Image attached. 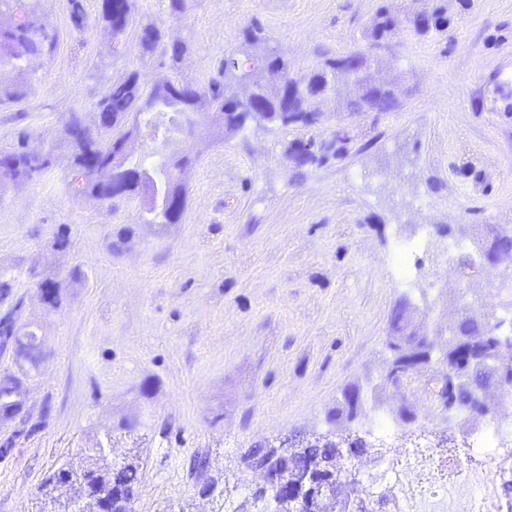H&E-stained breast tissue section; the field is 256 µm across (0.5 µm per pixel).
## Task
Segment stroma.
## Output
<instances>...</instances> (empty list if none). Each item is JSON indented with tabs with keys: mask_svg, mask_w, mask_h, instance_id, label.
Listing matches in <instances>:
<instances>
[{
	"mask_svg": "<svg viewBox=\"0 0 512 512\" xmlns=\"http://www.w3.org/2000/svg\"><path fill=\"white\" fill-rule=\"evenodd\" d=\"M424 2L186 0L173 19L166 0H135L117 54L98 0H84L80 28L70 0H38L58 42L35 61L26 97L0 104V146L23 139L57 165L49 180L0 190V276L21 302L20 331L42 338L35 365L0 346V375L27 388L23 413L0 421V512H37L46 477L87 465L95 447L112 460L137 449L133 512H224L260 481L241 454L280 437L369 424L403 438L424 424L466 433L432 405L429 370L411 387L384 385L385 338L404 298L437 344L456 318L449 297L473 286L500 301V269L469 276L459 261L477 259L486 225L512 224V0H445V32L389 38L385 76L409 92L389 114H331L316 135L347 129L345 156L298 168L288 154L298 132L252 125L220 139L201 111L167 140L132 146L146 167L195 154L182 223L146 224L141 198L102 206L66 186L64 122L76 112L95 125L113 78L207 82L255 21L298 75L324 55L368 51L378 6L406 20ZM147 23L190 40V54L142 55ZM46 279L61 283L60 304L43 301ZM352 384L361 414L330 420Z\"/></svg>",
	"mask_w": 512,
	"mask_h": 512,
	"instance_id": "1",
	"label": "stroma"
}]
</instances>
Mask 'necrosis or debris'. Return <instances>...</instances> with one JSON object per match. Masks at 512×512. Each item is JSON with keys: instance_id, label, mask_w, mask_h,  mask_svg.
<instances>
[{"instance_id": "necrosis-or-debris-1", "label": "necrosis or debris", "mask_w": 512, "mask_h": 512, "mask_svg": "<svg viewBox=\"0 0 512 512\" xmlns=\"http://www.w3.org/2000/svg\"><path fill=\"white\" fill-rule=\"evenodd\" d=\"M364 473L376 483L389 481L393 512H502L500 490L512 486V420L491 413L462 454L420 430L413 447L369 461Z\"/></svg>"}]
</instances>
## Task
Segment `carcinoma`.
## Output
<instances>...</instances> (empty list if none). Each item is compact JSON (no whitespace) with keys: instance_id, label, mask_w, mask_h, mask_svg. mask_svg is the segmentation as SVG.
<instances>
[{"instance_id":"carcinoma-1","label":"carcinoma","mask_w":512,"mask_h":512,"mask_svg":"<svg viewBox=\"0 0 512 512\" xmlns=\"http://www.w3.org/2000/svg\"><path fill=\"white\" fill-rule=\"evenodd\" d=\"M28 0H0V15L10 22L0 26V73L9 72L13 79L0 80V102L16 101L26 95L28 62L51 54L57 44V33L47 17ZM430 6L409 19L418 35L442 31L448 24L446 7L441 0H429ZM134 0H100L98 19L110 29L114 40L113 52L126 49L125 34L133 22ZM402 20L385 4L379 6L368 33L370 45L385 40L401 29ZM138 47L142 55L156 51L169 56L174 63L190 53L186 40L166 43L163 29L154 23L141 27ZM390 62L361 52L345 55H326L322 63L298 77L291 74L290 63L279 53L271 52L263 28L256 22L243 30L237 49L230 52L217 69V75L200 84L180 78L167 80L143 89L138 72H127L112 80L95 103L98 126L95 130L71 121L65 129L71 155L67 188L78 197L98 200L100 184L88 170V157L96 160L97 170L112 172V154L124 144V127L128 118L141 114L147 125L162 127L161 116L168 112H193L205 100L213 112L228 115L225 132L236 127L242 131L251 123H268L282 129H311L328 120L323 105L334 100V112L358 111L359 99L369 88L382 95V112L399 108L404 89L397 82L378 78ZM347 132L338 128L330 136L318 140L310 137L297 140L291 158L298 167L320 163L330 155L343 152ZM55 157L48 152L32 165L29 156L19 146L0 147V187L28 181L49 174ZM178 162L174 161L154 171L140 165H128L126 192L119 198L145 197L147 205L141 219L146 224H165L170 221L169 208L162 206L163 198L173 186L172 176ZM502 238L499 268L512 277V225L497 229ZM472 301L456 310V322L448 340L440 345L429 340L426 313L406 301L394 309L387 331L385 348L390 354L384 382L391 386L406 385L417 371L432 364L436 373L428 379L430 398L434 406L448 412L469 415L468 421L478 425L491 411L480 393L492 376L498 387L512 386V339L500 334L503 323L496 310L481 303L482 289H470ZM15 340L17 354L37 363L33 343L35 333L26 335L27 342ZM26 390L22 381L13 375L0 377V410L14 416L23 409ZM361 411L359 388L351 385L343 390L342 401L333 410L336 419H355ZM340 446L325 444L313 448L305 443L288 449V458L272 447L246 450L241 460L251 470L278 465L285 471L289 485L283 495L272 485H261L250 492V507L265 508L268 512H339L344 497L341 490L355 485L348 474L362 466L365 456L383 457L388 447L370 444L358 435L338 437ZM94 478L84 480V473L68 464L57 467L45 480L42 494L58 508L66 507L71 491L79 489L81 512H98L101 499L111 504V512H128L137 496L140 479L135 468L110 465L101 467L97 460L105 456L102 448L89 449ZM329 484L336 496L328 504L318 497L317 489ZM364 512H381L380 502L391 498V490L372 491L361 486Z\"/></svg>"}]
</instances>
